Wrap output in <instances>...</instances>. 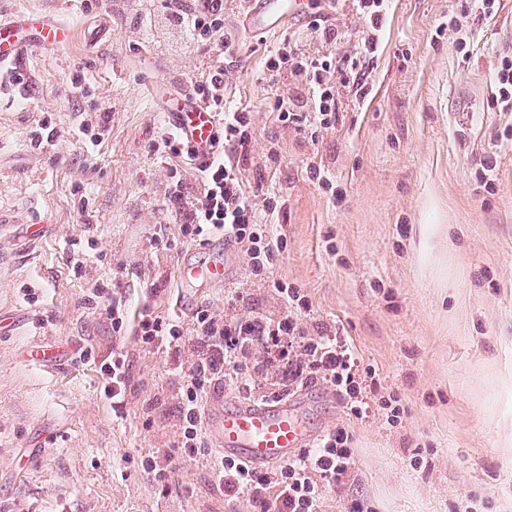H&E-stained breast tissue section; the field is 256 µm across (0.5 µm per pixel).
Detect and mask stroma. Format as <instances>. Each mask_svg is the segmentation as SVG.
<instances>
[{
  "mask_svg": "<svg viewBox=\"0 0 512 512\" xmlns=\"http://www.w3.org/2000/svg\"><path fill=\"white\" fill-rule=\"evenodd\" d=\"M497 7L392 0L369 96L337 87L336 126L313 136L277 118L295 77L261 70L281 32L252 36L228 7L226 94L253 114L241 178L275 197L287 248L269 282L244 269L231 287L185 293L178 270L198 249L179 238L167 191L177 178L195 193L199 173L151 152L169 129L155 90L172 77L190 88L212 47L159 29L140 50L153 0H0L1 13L47 9L75 33L18 64L24 94L0 87V512H246L216 487L215 449L175 445L182 372L133 328L113 329V298L91 293L98 284L133 316L187 323L203 306L282 315L277 280L308 293L311 334H338L375 369L369 401L390 394L407 408L392 427L328 395L320 417L352 436L355 464L325 490L326 512L354 499L373 512H512V111L493 99L499 62L512 60V0ZM104 11L111 28L90 42ZM84 116L100 143L82 134ZM491 153L488 190L476 173ZM314 166L334 172L333 188ZM425 224L436 227L427 249ZM39 346L65 355L35 364ZM120 349L131 369L115 407L99 371Z\"/></svg>",
  "mask_w": 512,
  "mask_h": 512,
  "instance_id": "1",
  "label": "stroma"
}]
</instances>
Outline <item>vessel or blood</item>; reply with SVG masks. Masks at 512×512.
I'll list each match as a JSON object with an SVG mask.
<instances>
[{
	"label": "vessel or blood",
	"instance_id": "b4317fda",
	"mask_svg": "<svg viewBox=\"0 0 512 512\" xmlns=\"http://www.w3.org/2000/svg\"><path fill=\"white\" fill-rule=\"evenodd\" d=\"M310 11L304 0H255L246 12L244 27L252 33L281 30L305 20ZM71 29L52 14L34 15L18 9L0 14V67L14 65L36 48L66 44ZM171 128L192 149L197 163L210 159L217 148L218 113L208 111L192 94L182 93L168 108ZM239 266L234 245L216 235L197 259L179 268L184 288H220L230 283ZM314 399L300 392L274 402L227 398L214 388L205 407L209 439L225 458L243 460L253 467L284 462L311 447L325 426L313 417Z\"/></svg>",
	"mask_w": 512,
	"mask_h": 512
}]
</instances>
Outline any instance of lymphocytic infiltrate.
Wrapping results in <instances>:
<instances>
[{
    "label": "lymphocytic infiltrate",
    "instance_id": "f902f5d3",
    "mask_svg": "<svg viewBox=\"0 0 512 512\" xmlns=\"http://www.w3.org/2000/svg\"><path fill=\"white\" fill-rule=\"evenodd\" d=\"M161 6L172 13L192 43L208 46L219 41L224 29V0H161ZM389 6L390 0H353L356 14L367 27L366 37L355 47L356 58L375 57ZM299 41V33L285 35L263 59L265 73L278 76L286 72L301 85L297 95L279 101L278 118L314 133L335 128L333 63L326 54L304 52ZM231 49L228 42L217 49L206 74L192 84L194 96L222 115L225 149L200 165L196 194L186 195L176 182L169 188L168 200L185 216L179 230L187 244L204 242L215 231L224 232L243 248L251 276L264 281L287 242L277 227L262 222L256 195L246 190L240 177L239 156L249 148L253 123L251 112L224 96V59ZM274 288L285 308L277 318L221 315L201 307L187 325L151 315L141 316L136 325L141 344L166 349L175 364L188 366L179 394L176 441L185 454L198 453L208 444L202 403L217 381L251 394L260 391L263 378L275 379L285 387L299 381H321L331 386L351 414L359 416L368 409L366 382L374 378V370L359 368L337 337L306 332L301 316L309 312L311 302L303 288L280 281ZM191 338L204 349L188 359L184 352ZM353 464L352 438L339 427L274 470L261 472L221 457L214 472L225 497L246 502L251 512H322L324 486H341Z\"/></svg>",
    "mask_w": 512,
    "mask_h": 512
}]
</instances>
